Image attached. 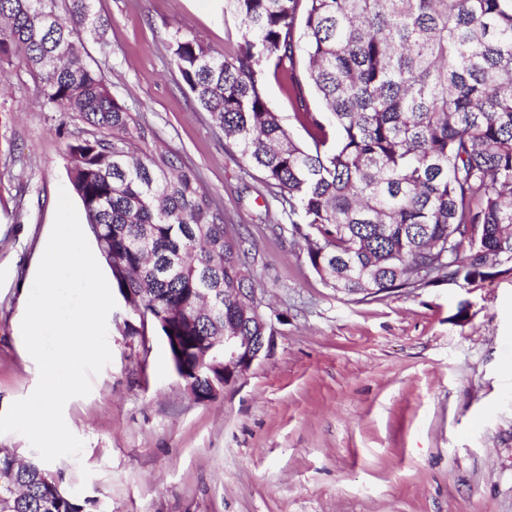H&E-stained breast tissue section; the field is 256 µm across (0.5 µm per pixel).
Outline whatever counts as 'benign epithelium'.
Returning a JSON list of instances; mask_svg holds the SVG:
<instances>
[{
    "instance_id": "7a95c632",
    "label": "benign epithelium",
    "mask_w": 512,
    "mask_h": 512,
    "mask_svg": "<svg viewBox=\"0 0 512 512\" xmlns=\"http://www.w3.org/2000/svg\"><path fill=\"white\" fill-rule=\"evenodd\" d=\"M259 336H226L224 351L217 355L209 349L197 355L191 371L181 370L179 376L186 382V389L194 391L195 380L190 375H199L202 371H221L220 388H224L245 376L254 363L261 358L271 342V328L265 321L260 323Z\"/></svg>"
}]
</instances>
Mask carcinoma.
<instances>
[{"instance_id": "cac0c4a2", "label": "carcinoma", "mask_w": 512, "mask_h": 512, "mask_svg": "<svg viewBox=\"0 0 512 512\" xmlns=\"http://www.w3.org/2000/svg\"><path fill=\"white\" fill-rule=\"evenodd\" d=\"M0 0V62L38 79L42 106L105 134L67 145V173L119 293L140 296L172 363L193 364L255 288L248 250L198 175L117 102L77 47L92 0ZM219 52L178 31L171 54L199 107L280 193L311 267L346 296L470 285L512 270V0H225ZM281 74L311 143L267 102ZM321 108L308 109L305 88ZM11 512H84L63 477L0 448Z\"/></svg>"}]
</instances>
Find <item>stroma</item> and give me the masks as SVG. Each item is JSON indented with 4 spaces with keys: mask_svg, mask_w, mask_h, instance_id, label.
I'll return each mask as SVG.
<instances>
[{
    "mask_svg": "<svg viewBox=\"0 0 512 512\" xmlns=\"http://www.w3.org/2000/svg\"><path fill=\"white\" fill-rule=\"evenodd\" d=\"M86 63L195 170L243 237L268 351L208 402L153 327L117 300L111 362L64 419L80 457L48 465L90 512H512V274L347 297L312 269L288 209L225 147L173 64L177 30L228 51L224 0H94ZM44 109L21 64L0 81V413L39 375L24 308L68 143L94 135Z\"/></svg>",
    "mask_w": 512,
    "mask_h": 512,
    "instance_id": "1",
    "label": "stroma"
}]
</instances>
